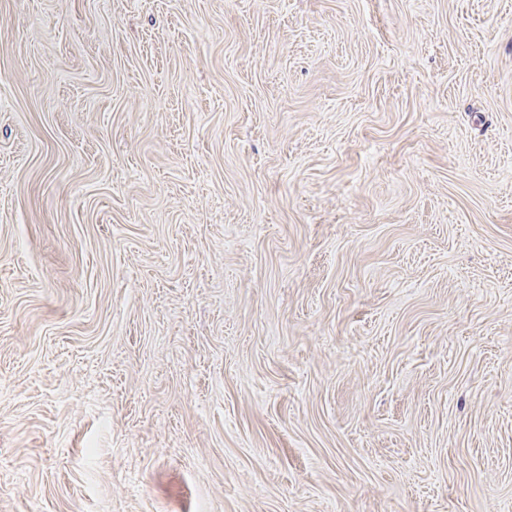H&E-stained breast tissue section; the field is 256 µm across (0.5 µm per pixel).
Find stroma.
<instances>
[{
    "mask_svg": "<svg viewBox=\"0 0 512 512\" xmlns=\"http://www.w3.org/2000/svg\"><path fill=\"white\" fill-rule=\"evenodd\" d=\"M0 512H512V0H0Z\"/></svg>",
    "mask_w": 512,
    "mask_h": 512,
    "instance_id": "1",
    "label": "stroma"
}]
</instances>
